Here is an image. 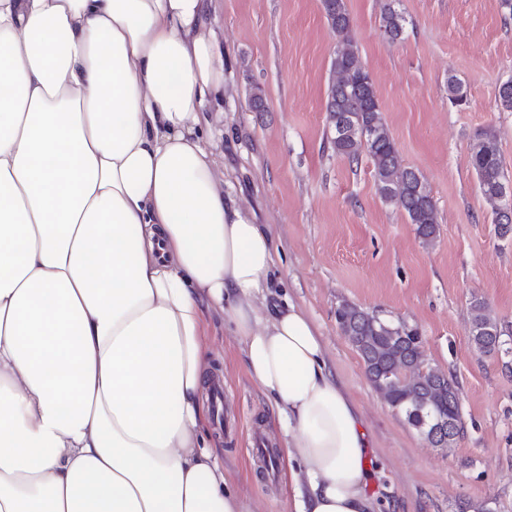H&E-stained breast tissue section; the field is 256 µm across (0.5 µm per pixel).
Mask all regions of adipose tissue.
I'll list each match as a JSON object with an SVG mask.
<instances>
[{
  "label": "adipose tissue",
  "mask_w": 512,
  "mask_h": 512,
  "mask_svg": "<svg viewBox=\"0 0 512 512\" xmlns=\"http://www.w3.org/2000/svg\"><path fill=\"white\" fill-rule=\"evenodd\" d=\"M207 0H0V512H246L211 434L225 309L293 512H375L357 405L270 235L224 198Z\"/></svg>",
  "instance_id": "ef3b65f1"
}]
</instances>
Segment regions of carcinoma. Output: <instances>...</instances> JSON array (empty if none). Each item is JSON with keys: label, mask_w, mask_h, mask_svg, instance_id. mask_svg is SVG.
<instances>
[{"label": "carcinoma", "mask_w": 512, "mask_h": 512, "mask_svg": "<svg viewBox=\"0 0 512 512\" xmlns=\"http://www.w3.org/2000/svg\"><path fill=\"white\" fill-rule=\"evenodd\" d=\"M324 16L336 37V51L330 62L325 100L329 143L336 155L357 162L367 157L374 172L377 191L382 200L400 211L416 226L425 245L435 242L438 214L435 201L424 176L404 163L378 102L375 82L362 65L352 39V21L346 0H321ZM406 19L399 9V0H387L381 29L389 41L402 39ZM497 105L512 112V79L500 84ZM471 162L478 178L482 196L494 216L496 233L504 238L512 234V223H501L506 203L508 179L502 165L497 135L494 130L482 131L474 143ZM470 335L475 348L483 354L504 351L505 329L491 314L488 305L474 300L469 307ZM340 332L355 347L367 379L388 371L394 364H413L420 359L421 339L415 328L402 322L392 323L355 304L344 302L336 308ZM385 402L416 426L409 414L412 398L426 403L424 412L446 418L454 431L437 440L435 448H453L464 433L460 413L459 389L453 377L443 370L438 374L419 373L405 385L381 387L372 384Z\"/></svg>", "instance_id": "1"}]
</instances>
